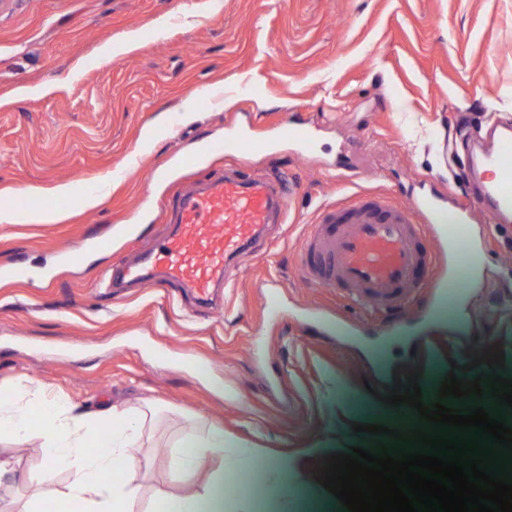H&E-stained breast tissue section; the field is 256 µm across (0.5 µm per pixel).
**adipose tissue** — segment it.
Masks as SVG:
<instances>
[{
    "mask_svg": "<svg viewBox=\"0 0 512 512\" xmlns=\"http://www.w3.org/2000/svg\"><path fill=\"white\" fill-rule=\"evenodd\" d=\"M48 385L37 393L0 389V438L23 441L38 435L47 471L68 473L64 490L38 493L20 512H135L137 462L133 447L158 412L147 403L135 410L113 406L84 411L71 401L50 396ZM168 465L176 475L191 476L207 469L210 479L189 493L161 492L149 512H295L288 494L287 462L260 465L256 450H226L224 431L205 421L185 425L176 435ZM259 474L263 497L251 499L243 484L237 497L224 487L225 471Z\"/></svg>",
    "mask_w": 512,
    "mask_h": 512,
    "instance_id": "obj_1",
    "label": "adipose tissue"
}]
</instances>
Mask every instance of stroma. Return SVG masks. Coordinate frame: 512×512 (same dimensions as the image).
<instances>
[{
	"mask_svg": "<svg viewBox=\"0 0 512 512\" xmlns=\"http://www.w3.org/2000/svg\"><path fill=\"white\" fill-rule=\"evenodd\" d=\"M132 33L139 49L99 63L102 44ZM50 81L52 95L20 93ZM285 121L306 123L312 151L259 150ZM501 122L512 123V0H0V206L49 210L73 181L104 195L93 211L67 202L58 224L0 223V266H23L21 279H0V387L47 384L92 409L162 407L132 449L138 512L155 492L204 481L167 466L164 448L188 416L258 449L264 464L293 462L288 490L301 512H347L318 482L325 454L402 446L353 424L426 428L408 405L383 403L390 379L419 372L423 404L479 405L512 427V408L491 395L438 396L452 365L490 351L504 353L500 375L512 379V225L474 212L481 273L456 317L413 312L398 332L389 313L311 287L299 261L319 207L362 193L408 203L427 191L449 208L473 198L471 145ZM229 125L251 149L183 177L234 165L275 173L291 187L287 223L244 252L234 287L210 305L181 288L117 280L120 261L172 229L165 208L178 180L154 182L155 172ZM148 126L165 133L145 147ZM98 237L111 238L108 251L91 248ZM269 288L279 292L273 313ZM474 333L481 345L460 353ZM422 335L430 350L418 347ZM37 445L0 440L17 471L0 480V512L66 485L62 471L44 482Z\"/></svg>",
	"mask_w": 512,
	"mask_h": 512,
	"instance_id": "obj_1",
	"label": "stroma"
}]
</instances>
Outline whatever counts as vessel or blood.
Returning a JSON list of instances; mask_svg holds the SVG:
<instances>
[{"instance_id": "vessel-or-blood-1", "label": "vessel or blood", "mask_w": 512, "mask_h": 512, "mask_svg": "<svg viewBox=\"0 0 512 512\" xmlns=\"http://www.w3.org/2000/svg\"><path fill=\"white\" fill-rule=\"evenodd\" d=\"M279 141L309 148L301 125L277 127ZM245 141L236 131L210 144L213 154L238 157ZM480 167L492 170L479 205L493 224L512 223V130L491 126L481 149ZM285 193L279 181L229 174L211 178L173 204L177 230L159 241L140 261L123 269L126 279L154 286L174 283L199 298L226 283L225 262L253 242L268 224L282 223ZM472 211L446 210L442 201L424 192L403 204L379 196H363L346 208H322L307 225L300 264L312 285L336 288L373 309L406 311L427 296L444 297L458 282L432 276L435 256L425 243H446L450 256L469 245Z\"/></svg>"}]
</instances>
